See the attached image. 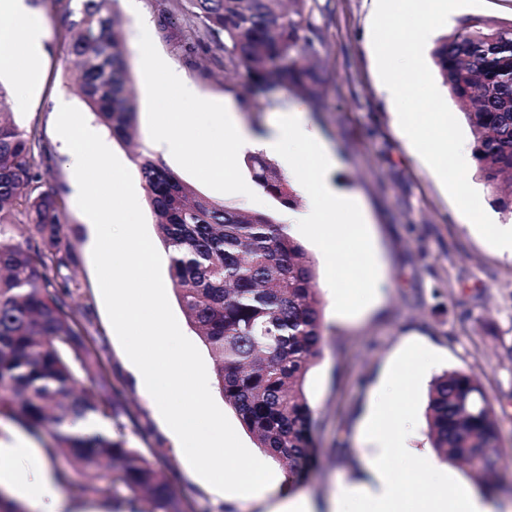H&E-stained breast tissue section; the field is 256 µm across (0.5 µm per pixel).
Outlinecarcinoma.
Instances as JSON below:
<instances>
[{
	"label": "carcinoma",
	"mask_w": 512,
	"mask_h": 512,
	"mask_svg": "<svg viewBox=\"0 0 512 512\" xmlns=\"http://www.w3.org/2000/svg\"><path fill=\"white\" fill-rule=\"evenodd\" d=\"M115 0H53L67 40L68 63L79 71L84 98L121 142L135 133L137 103L121 43ZM189 15L222 44L227 63L243 66L262 84L270 64L285 60L279 75L312 105L323 98L321 36L309 21L308 0H175L160 9ZM512 21H466L442 37L432 56L450 95L465 105L472 153L480 178L499 192L512 181ZM36 132L0 113V413L36 439L49 434L54 456L66 450L84 476L82 490L100 496L120 483L131 495L112 499V512H184L156 462L129 446L126 429L137 425L106 375L100 350L79 326L59 282L73 262L64 245L67 224L56 196L39 191L33 174ZM169 254L179 304L212 353L224 402L257 447L286 462L288 478L301 482L315 456L314 410L305 381L321 353L322 308L313 257L275 214L250 212L199 195L149 151L133 156ZM251 178L279 209H293L297 194L263 155L245 159ZM23 210H18V207ZM32 236H7L17 214ZM81 373L97 377L92 396L75 389ZM90 416L112 430L72 431ZM427 425L444 461L498 453L491 403L470 375L447 371L431 383Z\"/></svg>",
	"instance_id": "carcinoma-1"
}]
</instances>
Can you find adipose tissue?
I'll return each instance as SVG.
<instances>
[{"instance_id": "1", "label": "adipose tissue", "mask_w": 512, "mask_h": 512, "mask_svg": "<svg viewBox=\"0 0 512 512\" xmlns=\"http://www.w3.org/2000/svg\"><path fill=\"white\" fill-rule=\"evenodd\" d=\"M2 16L8 17L10 23L0 26V72L12 73L23 89L33 88L46 54L47 32L34 19L27 0H0ZM147 64L162 74L165 87L179 99L198 105L194 112L173 106L157 113L146 142L147 149L164 151L190 165L196 157L197 141L202 135H209L214 156L207 163L206 178L242 194L247 188L236 179L233 168L226 163L227 158L258 151L274 152L283 157L298 151L307 153L316 160L311 170L304 172L294 167L289 170L294 184L308 199L307 209L289 225V234L298 236L314 229L327 231L328 238L322 243L325 255H337L339 246L350 241L356 245L361 261L369 262L371 246L365 218L353 197L339 194L330 186L327 174L336 160L302 115H293L274 134L261 137L240 121L233 107L214 112L209 105L199 102L194 87L184 82L178 73L165 69L161 60L151 58ZM336 212L347 214L348 223L339 228L329 224V215ZM398 403V398L389 397L371 403L365 410L361 430L369 454L364 461V476L342 488L331 512H345L349 504L359 505V512H397L404 494L402 482L391 472L392 456L404 439L403 430L396 425ZM415 468L431 473L434 480L433 485L415 487L420 512H496L493 503L483 495L453 487L447 470L440 468L430 456H421ZM214 472L229 493L246 498H262L274 489L265 476V462L258 457L243 462L217 458ZM11 478L22 493L43 507L44 512H56L58 487L47 470H16Z\"/></svg>"}]
</instances>
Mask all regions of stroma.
<instances>
[{"label": "stroma", "instance_id": "obj_1", "mask_svg": "<svg viewBox=\"0 0 512 512\" xmlns=\"http://www.w3.org/2000/svg\"><path fill=\"white\" fill-rule=\"evenodd\" d=\"M28 2L48 30L41 79L29 91L26 107L20 109L17 84L1 75L0 84L7 93L0 110L11 113L21 128L37 132L34 152L39 185L57 195L69 226L67 244L77 256L67 272L75 290L72 305L80 323L103 346L112 384L137 419V427L127 432L128 440L159 462L185 512H262L260 504L245 507L223 499L220 491L194 472L164 436L149 397L137 389L128 371L127 356L113 338L99 289L87 217L73 202L76 178L60 154L50 105L63 95L91 125H98L99 120L67 61L65 34L52 0ZM160 2L138 0L135 10L129 0L115 4L123 21L122 38L137 102L134 143L112 144L126 168H133V153L144 148L156 110L155 79L139 52L143 29L152 32L151 54L179 72L204 101L216 107L235 103L241 120L257 134L272 132L287 119L289 109L301 105L289 84L258 91L245 71L227 65L222 48L201 39L196 24L185 14L159 27ZM309 4L311 22L324 40L326 84L322 105H303L304 115L320 129L338 159L329 173L334 190L359 196L364 206L378 278L372 287L362 282L350 248H343L331 263L316 233L301 236V243L317 262L324 341L306 381L307 398L317 420L318 463L296 491L323 504L335 499L345 482L359 476L368 449L359 436L358 421L376 393L382 370L391 365L402 366L410 375L404 391L414 403L406 424L407 446L396 455V472L407 480L415 477L413 451L428 441L429 386L434 375L461 369L474 376L492 402L500 458L486 478L460 463H449L448 469L454 481L492 491L504 512H512V259L461 222L445 187L397 135L392 109L379 91L371 0H309ZM197 149L196 167H185L171 158L167 166L200 195L251 210L248 200L204 181L211 149L204 139ZM333 267L349 273L343 282L350 301L349 317L343 322L336 321L335 304L325 286ZM426 352L437 359L434 372L414 376L410 359ZM337 447L343 448L342 456L334 455ZM48 467L67 473L68 480L61 486L66 502L92 507L93 512H110L111 497L128 494L119 485L111 496H86L81 490L84 477L65 454H56Z\"/></svg>", "mask_w": 512, "mask_h": 512}]
</instances>
